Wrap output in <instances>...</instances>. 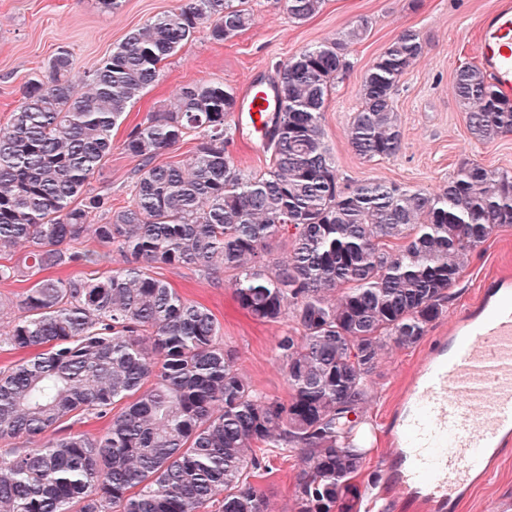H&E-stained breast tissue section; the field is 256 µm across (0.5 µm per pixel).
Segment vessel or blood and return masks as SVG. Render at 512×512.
Masks as SVG:
<instances>
[{"mask_svg": "<svg viewBox=\"0 0 512 512\" xmlns=\"http://www.w3.org/2000/svg\"><path fill=\"white\" fill-rule=\"evenodd\" d=\"M479 53L512 96V0L480 21ZM239 122L260 133L275 107L270 86L241 90ZM512 445V279L490 282L413 374L395 413L384 486L415 512H455Z\"/></svg>", "mask_w": 512, "mask_h": 512, "instance_id": "1", "label": "vessel or blood"}]
</instances>
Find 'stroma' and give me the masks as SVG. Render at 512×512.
Segmentation results:
<instances>
[{"mask_svg": "<svg viewBox=\"0 0 512 512\" xmlns=\"http://www.w3.org/2000/svg\"><path fill=\"white\" fill-rule=\"evenodd\" d=\"M119 2L117 9L107 11L98 0H0V124L19 104L28 79L44 72L59 50L68 51L72 77L76 84H83L99 60L130 32L182 0ZM496 4L497 0H324L316 15L297 23L289 18L282 0H247L254 17L250 28L232 41L217 43L211 40L208 26H200L191 41L164 61L159 82L144 91L113 131L112 153L95 173L91 187L108 191L113 209L130 202L140 161L127 155L122 143L147 114L170 109L183 86L219 82L238 90L254 75L274 79L278 66L303 48L340 37L363 19L368 31L350 44L349 68L329 93L322 121L341 186L376 179L437 193L467 161L512 174V132L486 142L475 140L453 90L456 70L477 62V22ZM406 30L418 33L426 50L400 80L394 95L402 149L397 156L368 161L353 152L348 124L360 106L359 88L367 69ZM504 272L512 273V225L499 228L472 252L451 289L443 316L416 346H386L369 378L371 394L357 426L369 450L357 479V512H409L399 496L381 495L393 408L411 372L447 335L455 317L474 305L487 279ZM156 274L216 316L225 346L236 352L241 373L257 392L288 400V384L274 349L276 338L288 332L287 323H260L241 310L233 298L231 275L214 280L181 267H160ZM295 460L293 452L275 449L255 470L252 482L267 496L268 512H296ZM493 504L512 512V447L458 512H487Z\"/></svg>", "mask_w": 512, "mask_h": 512, "instance_id": "stroma-1", "label": "stroma"}]
</instances>
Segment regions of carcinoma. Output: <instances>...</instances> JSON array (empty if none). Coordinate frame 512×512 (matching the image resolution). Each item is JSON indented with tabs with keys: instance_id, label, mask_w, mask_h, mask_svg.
<instances>
[{
	"instance_id": "obj_1",
	"label": "carcinoma",
	"mask_w": 512,
	"mask_h": 512,
	"mask_svg": "<svg viewBox=\"0 0 512 512\" xmlns=\"http://www.w3.org/2000/svg\"><path fill=\"white\" fill-rule=\"evenodd\" d=\"M321 5L286 0L295 22ZM252 22L245 0H187L130 32L84 90L59 51L0 125V283L24 268L34 278L0 334V349L26 353L0 371V441L41 439L0 451V512H265L248 478L266 448L296 452L298 512H353L367 449L350 416L381 351L418 344L471 252L512 224V174L478 163L437 194L374 179L341 188L323 113L366 20L278 67L265 170L244 172L226 150L225 121L242 109L233 89L189 84L127 134L123 150L141 168L130 204L112 210L109 193L88 185L131 103L200 25L224 43ZM424 51L406 30L368 68L348 127L357 155L400 152L394 94ZM453 87L474 139L512 132V100L483 67L461 66ZM192 134L188 159L155 162ZM288 232V257L266 264ZM114 248L126 265L101 270ZM63 266L81 272L40 276ZM159 266L231 272L244 311L289 323L275 342L288 402L252 388L215 316L157 278ZM67 418L108 424L60 435Z\"/></svg>"
}]
</instances>
